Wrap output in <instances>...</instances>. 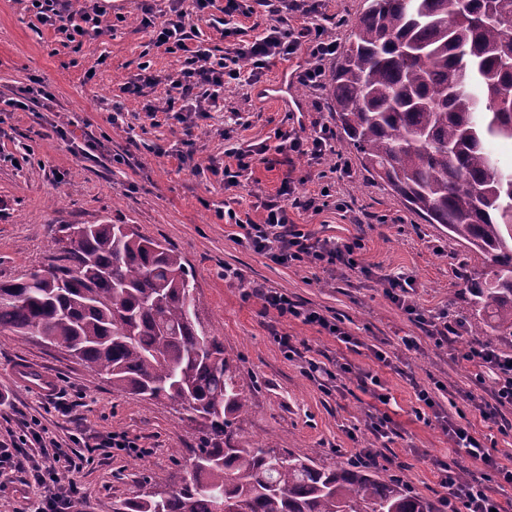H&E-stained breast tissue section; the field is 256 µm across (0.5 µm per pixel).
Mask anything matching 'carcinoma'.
I'll return each instance as SVG.
<instances>
[{
  "label": "carcinoma",
  "instance_id": "cac0c4a2",
  "mask_svg": "<svg viewBox=\"0 0 512 512\" xmlns=\"http://www.w3.org/2000/svg\"><path fill=\"white\" fill-rule=\"evenodd\" d=\"M331 82L339 149L448 240L462 264L474 336H512V0H367ZM52 263L0 282V333L67 349L112 389L190 412L192 477L158 483L114 512H437L398 478L325 467L239 443L248 408L224 342L199 316L185 261L124 224H65Z\"/></svg>",
  "mask_w": 512,
  "mask_h": 512
}]
</instances>
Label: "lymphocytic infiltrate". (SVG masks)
I'll return each mask as SVG.
<instances>
[{
	"mask_svg": "<svg viewBox=\"0 0 512 512\" xmlns=\"http://www.w3.org/2000/svg\"><path fill=\"white\" fill-rule=\"evenodd\" d=\"M40 23L51 27L66 42L79 38H96L111 31L112 21L98 5L89 4L77 10L72 0H29ZM265 7L270 19L264 32L252 41L238 45L224 57L217 58L209 49L191 47L190 42L200 37L201 24L223 25L225 33H235V18L243 13L241 0H170L164 15H157L151 4H144L140 26L151 43L177 56L181 65L169 76V90L182 100L177 114L178 122H185L187 113L212 112L224 108V89L227 84L246 88L254 84L259 70L274 59L293 57L299 50H308L314 63L298 74L299 82L309 88L322 85L323 62L336 52L335 41L325 38L320 26L288 25L286 12L304 13V0H257ZM282 192L290 196L291 204L269 202L264 206L265 216L254 222L250 216L227 208L220 217L236 226L239 234L257 252L281 265L318 268L326 273L358 268V256L363 248L361 239L336 244L314 238L311 233L297 229L288 216L289 208L310 210L314 199L294 198L291 185ZM379 281L385 294L410 321L422 326L437 345H449L460 330L449 314L425 316L411 301L416 286L413 277L403 273L381 275ZM246 297L259 298L265 311L282 320H297L318 327L337 340L351 342V335L338 327L336 318L320 310L305 306L275 288L252 287ZM471 363L475 384H490L489 398L466 393L469 408L478 411L484 422L493 424L501 434L512 433V422L503 417L504 410L512 409V356H505L489 342H472L463 354ZM442 429L455 447L481 466L478 475L459 482L456 461L441 463L440 482L449 488L444 499V512H498L499 502L490 493L491 484L512 486V466L502 464L477 439L471 426L458 424L455 419L443 421ZM31 446L39 448V456L12 452L9 444L0 445V468L13 472L33 471L35 481L44 491L40 512H69L71 501L80 493L77 475L80 464L63 450L61 443L50 437L40 421L29 425Z\"/></svg>",
	"mask_w": 512,
	"mask_h": 512,
	"instance_id": "1",
	"label": "lymphocytic infiltrate"
}]
</instances>
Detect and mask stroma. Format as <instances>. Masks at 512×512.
<instances>
[{
    "label": "stroma",
    "instance_id": "35a3bbf8",
    "mask_svg": "<svg viewBox=\"0 0 512 512\" xmlns=\"http://www.w3.org/2000/svg\"><path fill=\"white\" fill-rule=\"evenodd\" d=\"M113 20L111 33L82 44H63L42 25L27 0H0V93L41 87L54 96L50 106L34 102L0 112V280L46 268L49 242L63 224H127L135 231L179 251L200 300L204 326L224 341L241 373L246 396L255 398L251 413L238 420L242 444L275 445L308 456L327 467L347 465L362 448L380 453L375 473L400 477L411 490L440 500L439 462L456 459L461 471L475 468L464 450L454 448L436 420L419 419L414 387L434 389L440 412L466 392L486 394L475 385L471 367L455 355L470 336L451 346H436L422 327L411 322L385 295L378 277L399 272L416 281L415 305L424 313L469 311L470 296L456 275L463 258L444 228L410 212L401 199L362 170L355 152L342 157H298L280 150L282 135L307 137L321 126H335L328 86L312 90L294 84L300 111L259 99L255 87H229L224 109L195 114L186 123L152 122L146 99L165 102L164 87L145 97L129 95L142 63L153 74L176 71L178 59L150 46L140 29V0H99ZM311 19L337 46L347 42L364 0H306ZM239 35L203 27V45L222 57L238 40L250 39L268 23L263 7L238 16ZM248 120L234 124L232 113ZM192 140L194 160L206 173L192 175L177 156ZM241 142L263 149L260 162L240 186H224V150ZM31 160L17 163L22 149ZM346 160L348 175L334 171ZM297 196L322 197L318 210L289 209L300 229L322 240L358 237L364 248L360 268L344 274L272 262L247 242L233 237L232 226L218 217L226 202L262 221L266 201L283 182ZM240 279L225 277V268ZM288 292L289 296L337 318L357 338L347 345L297 321L277 320L257 298L243 299L241 281ZM290 336L298 358H287L277 342ZM416 337L419 351L406 350L402 339ZM383 348L393 366L378 363L371 345ZM336 359L377 375L390 401L385 410L397 424L392 442L378 445L367 426L377 401L370 389L351 380L343 393L325 392L304 372L307 360ZM29 363L50 372L52 392L21 385L14 367ZM64 395L59 408L56 395ZM39 419L61 443L70 436L124 432L138 438L143 454L115 448L74 446L82 458L78 475L86 512H112L121 501L146 491L147 480L165 479L176 487L191 475L197 434L169 404L154 403L113 391L94 378L61 348L34 336L0 335V439L21 436L27 422ZM43 490L31 476H0V512H37Z\"/></svg>",
    "mask_w": 512,
    "mask_h": 512
}]
</instances>
